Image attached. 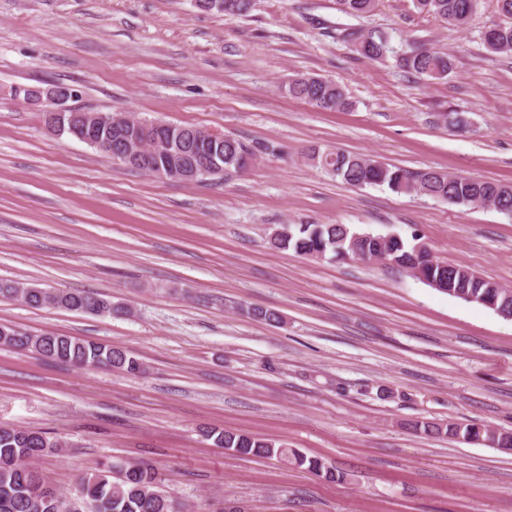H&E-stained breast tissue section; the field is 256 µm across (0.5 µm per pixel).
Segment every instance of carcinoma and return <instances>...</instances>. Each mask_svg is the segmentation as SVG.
Wrapping results in <instances>:
<instances>
[{
  "instance_id": "cac0c4a2",
  "label": "carcinoma",
  "mask_w": 512,
  "mask_h": 512,
  "mask_svg": "<svg viewBox=\"0 0 512 512\" xmlns=\"http://www.w3.org/2000/svg\"><path fill=\"white\" fill-rule=\"evenodd\" d=\"M414 9L439 19L458 29L465 28L476 14V0H412ZM337 9L352 17H366L378 7V0H336ZM203 11L244 16L253 7V0H197ZM496 12L503 17L485 27L482 44L491 55L512 53V0H495ZM342 39L354 52L372 59L394 61V66L420 80H445L452 73L451 56L424 45L410 46L401 51L391 45L388 35L377 31L345 28ZM289 97L307 102L322 110L340 111L352 106L346 89L316 75L294 78L284 86ZM124 113L109 112L112 125L102 134L115 141L128 131ZM197 129L176 125L173 128L174 147L165 155L171 166L167 177L184 181L204 178H228L244 169L240 161L257 152L273 151L268 145H250L229 135L224 136V174L202 171V158L196 151ZM306 159L329 176L344 183L361 187L384 186L398 194L426 196L448 200L457 206L491 205L503 213H512V183L497 180L461 177L436 169L409 171L390 167L371 156L352 154L338 148L313 147ZM275 249H291L308 257L312 254H332L364 259L365 254L386 251L403 271L413 273L420 282L449 296L474 303L489 301L496 309L512 315V288L481 276L469 267L444 263L429 253L416 250V244L382 235L360 233L347 224H284L269 238ZM0 298L22 300L31 308L46 305L85 314L120 315L123 308L112 306L104 296L89 291L44 288L31 290L26 284L0 279ZM0 344L22 351H33L53 361L69 363L77 368H109L129 375L143 373L136 358L118 348L81 340L59 333L32 334L0 325ZM425 433L446 436L452 440L472 442L494 441L501 451H512V432L491 427L477 428L470 424L450 423L442 426L424 423ZM209 436L220 446L242 455L276 458L328 480L339 481L342 475L319 458H309L295 448L276 444L246 433L224 430ZM52 447L45 433L33 429H0V512H182V504L161 488L154 467L146 463L114 465L82 480L78 501L70 504L49 498L43 483L27 470V461L37 459Z\"/></svg>"
}]
</instances>
